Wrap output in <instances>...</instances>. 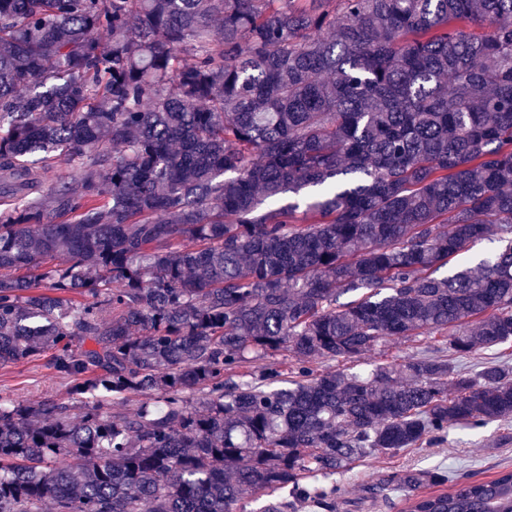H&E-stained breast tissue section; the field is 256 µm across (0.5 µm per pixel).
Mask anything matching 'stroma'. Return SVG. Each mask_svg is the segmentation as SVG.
I'll list each match as a JSON object with an SVG mask.
<instances>
[{
	"instance_id": "stroma-1",
	"label": "stroma",
	"mask_w": 512,
	"mask_h": 512,
	"mask_svg": "<svg viewBox=\"0 0 512 512\" xmlns=\"http://www.w3.org/2000/svg\"><path fill=\"white\" fill-rule=\"evenodd\" d=\"M3 385L23 399L72 400L70 382L55 378L42 359L7 373L0 371ZM507 468L512 469V422L491 421L478 427L449 426L444 439L393 456L366 459L339 474L318 477L316 483L340 487L337 512H405L410 490L399 483L405 474L419 476L422 492L440 493L444 487L433 482V475L488 482Z\"/></svg>"
}]
</instances>
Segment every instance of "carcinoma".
<instances>
[{
    "label": "carcinoma",
    "mask_w": 512,
    "mask_h": 512,
    "mask_svg": "<svg viewBox=\"0 0 512 512\" xmlns=\"http://www.w3.org/2000/svg\"><path fill=\"white\" fill-rule=\"evenodd\" d=\"M511 340L512 0H0V368L84 408L0 389V512H334L304 477L511 421L455 363ZM476 499L512 470L407 512ZM500 247V243L495 240V237L485 238L474 243L470 251L463 254L462 258L450 262L448 266L442 267L436 273V276L442 277L448 274V269L456 266V264L465 263L468 267L477 266L478 262L482 258H487L492 256ZM416 346L424 347L425 345L423 342H411L404 340L397 342L386 341L378 346L376 350L360 356L355 361H343L342 359H339L336 361L318 363L315 364L314 367L317 369H323L325 368V365H329L335 369H343L348 371L367 370L371 369L373 365L397 360L400 357L411 353L416 349ZM49 357L18 367L10 372L0 370V389L8 385L21 399L38 400L54 398L66 403H74L69 381L55 378L53 371L46 366ZM76 405V403H74Z\"/></svg>",
    "instance_id": "cac0c4a2"
}]
</instances>
